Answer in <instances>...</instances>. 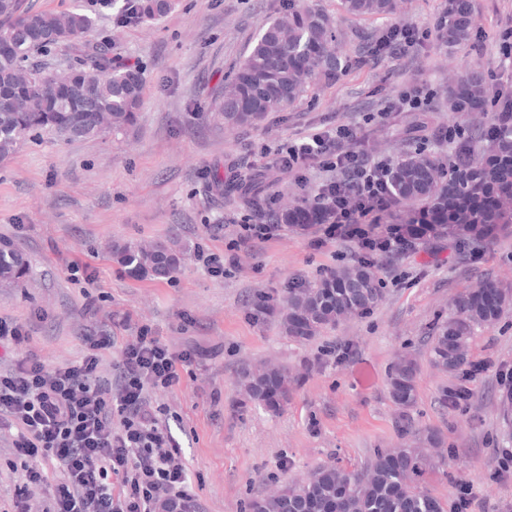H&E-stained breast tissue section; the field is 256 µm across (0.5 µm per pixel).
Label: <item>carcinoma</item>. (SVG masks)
<instances>
[{"label": "carcinoma", "instance_id": "carcinoma-1", "mask_svg": "<svg viewBox=\"0 0 512 512\" xmlns=\"http://www.w3.org/2000/svg\"><path fill=\"white\" fill-rule=\"evenodd\" d=\"M345 12L355 17H388L395 0H341ZM173 0H101L117 28L139 27L165 16ZM467 0H445L437 20L440 42L451 48L471 39ZM95 17L81 9L54 14L37 11L26 0H0V157L15 150L34 134L48 133L66 140L92 137L129 126L142 104L143 73L112 56V39L90 40ZM340 39L333 21L307 0H280L278 16L266 23L234 77L224 85L220 112L232 126H253L271 112H286L312 81L330 82L348 66L337 51ZM57 51L67 56L56 84L43 81L47 67L39 62ZM480 99L492 107L497 135L484 137V127H470L458 150L469 166L482 168V154L493 151L505 158L499 168L483 172L494 185L496 200L484 208L466 207L436 234L452 235L457 226L468 233V243L477 249L491 237L495 225L512 224V97L490 91L486 76L470 73L461 93L453 98L463 112L469 101ZM268 175H240L224 179L212 175L221 192L249 198L252 216L264 224H292L294 209L277 206L266 194ZM392 191L399 205L421 201L439 205L448 195V183L438 175V161L424 153L408 154L394 166ZM113 260L131 277H170L180 258L173 245L112 246ZM379 257L355 259L343 269H330L315 283L288 289L281 308L284 332L307 340L320 329L333 327L347 316L362 317L382 300L377 276ZM27 261L18 249L0 246V280L20 278ZM480 287L497 290L491 306L466 290L454 303L452 316L437 326L430 355L433 365L456 377L467 373V348L476 327L499 319L512 305L506 289L493 281ZM256 314L275 310L274 298L257 293L251 301ZM417 366L408 359L394 362L388 372L393 401L404 409L399 416L401 437L416 430L406 412L415 403ZM248 398L271 409L288 403L291 380L279 368L248 372ZM471 396L465 383L443 391L442 403L459 409ZM429 460L417 448L406 445L381 450L365 470L337 465L323 466L303 482L285 484L274 494L250 501L248 512H447V505L425 486Z\"/></svg>", "mask_w": 512, "mask_h": 512}]
</instances>
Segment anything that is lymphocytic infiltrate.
<instances>
[{"mask_svg": "<svg viewBox=\"0 0 512 512\" xmlns=\"http://www.w3.org/2000/svg\"><path fill=\"white\" fill-rule=\"evenodd\" d=\"M363 139L361 127L348 122L261 151L302 182L312 169L326 172L308 215L322 223L315 246L336 239L405 253L429 233L436 214L426 207L410 226L382 223L396 207L392 162L364 151ZM80 341L84 353L68 366L48 370L29 351L0 372V429L16 428L14 451L29 461L15 487V512H30L28 489L42 483L49 512H200L151 401L152 392L181 384L193 352L171 350L144 330L121 348L107 376L111 325L90 326ZM44 458L61 467L56 482H48Z\"/></svg>", "mask_w": 512, "mask_h": 512, "instance_id": "obj_1", "label": "lymphocytic infiltrate"}]
</instances>
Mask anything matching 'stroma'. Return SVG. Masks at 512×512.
I'll list each match as a JSON object with an SVG mask.
<instances>
[{"mask_svg": "<svg viewBox=\"0 0 512 512\" xmlns=\"http://www.w3.org/2000/svg\"><path fill=\"white\" fill-rule=\"evenodd\" d=\"M30 2L51 13L77 7L97 13V0ZM313 3L343 32L340 52L347 57L362 50L358 34L390 21L430 37L408 57L384 55L333 83H310L288 111L258 126L231 127L220 116L224 82L278 0H177L151 26L120 30L97 13L96 36H111L113 55L142 70L143 105L121 133L71 142L31 137L0 159V244H13L29 265L19 283L0 285V319L23 324L27 349L51 369L78 360L84 329L106 320L119 344L105 352V366L144 326L173 349L195 350L181 385L152 400L166 409L172 445L201 512H246L249 500L306 480L319 466L361 468L377 450L404 443L432 461L427 487L435 497L454 504L465 484L467 512H512V414L502 402L512 384L504 376L512 370V310L478 327L470 341L476 372L465 408L442 404L441 390L453 377L429 361V338L458 293L488 278L512 286V226L476 251L425 242L388 257L378 271L384 298L370 314L300 342L281 331L277 315L253 317L250 297H277L288 282H313L353 264V246L336 241L317 249L314 234L290 228L257 248L237 246L235 223L250 208L242 197L211 188L214 171L270 168L258 145L345 121L364 123L365 147L375 154L424 151L448 162L451 148L436 144L432 132L455 120L449 87L478 70L497 91L512 92V57L503 55L499 40L500 29L512 23V0H471L472 39L452 49L433 36L443 0H398L387 20L348 16L339 0ZM414 81L433 88V100L418 112L395 109L401 88ZM388 104L392 112L377 119ZM160 240L184 251L168 279H137L112 261L113 243ZM208 253L223 257V277L204 266ZM89 275L94 285H86ZM399 355L419 365L411 411L419 432L407 438L397 433L400 408L388 386ZM268 366L287 369L293 380L288 405L276 413L247 402L242 384L243 372ZM427 430L442 443H427ZM15 435L0 431V512H12L24 474Z\"/></svg>", "mask_w": 512, "mask_h": 512, "instance_id": "obj_1", "label": "stroma"}]
</instances>
